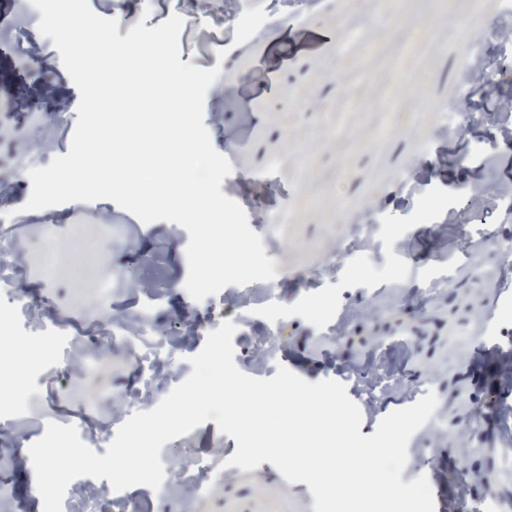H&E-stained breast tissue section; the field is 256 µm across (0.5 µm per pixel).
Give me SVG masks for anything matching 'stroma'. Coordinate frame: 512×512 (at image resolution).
Segmentation results:
<instances>
[{
    "instance_id": "35a3bbf8",
    "label": "stroma",
    "mask_w": 512,
    "mask_h": 512,
    "mask_svg": "<svg viewBox=\"0 0 512 512\" xmlns=\"http://www.w3.org/2000/svg\"><path fill=\"white\" fill-rule=\"evenodd\" d=\"M493 2L435 0L440 24L424 50L408 53L405 22H378L373 0H319L253 33L233 23L212 31L199 15L186 16L181 61L221 69L204 102L211 142L233 167L221 191L243 207L278 273L275 287L230 285L199 302L184 288L189 234L179 225L138 222L108 199L23 212L24 174L67 154L74 132L46 123L44 113L60 95L78 104L79 92L51 38L35 36L22 56L0 45V155L19 172L0 211L15 212L19 223L18 289L38 301L48 323L88 327L136 317L151 305L148 292L101 286L104 272L128 275L126 249L102 247V238L114 227H136L163 290L154 322L224 315L237 327L234 362L242 372L270 378L283 366L311 383H342L361 410L365 436L390 412L434 393L438 406L409 441L402 481L427 476L436 512H461L465 504L512 512V459L500 455L498 417L488 409L497 364L512 358V260L489 254L512 228V195L492 194L512 188V136L482 119L512 95V73L496 87L475 86L459 130L443 129L439 115L454 81L443 70L460 51L446 34L466 23L481 36V13ZM355 28L365 37L340 58ZM236 126L240 138L226 142L225 128ZM21 127L54 140L53 155L15 156ZM347 363L353 371H344ZM29 370L15 359L0 373V417L36 426L81 418L90 437L114 396L137 398L142 411L158 403L120 345L101 357L85 353L57 391L47 380L31 382ZM184 442L225 466L196 512L231 505L264 512L272 501L278 512H314L308 485L281 486L271 463L226 466L237 443L214 421L161 452ZM29 447L0 427V512H43L40 495L21 492L35 478L20 459ZM461 484L468 492L459 500Z\"/></svg>"
}]
</instances>
